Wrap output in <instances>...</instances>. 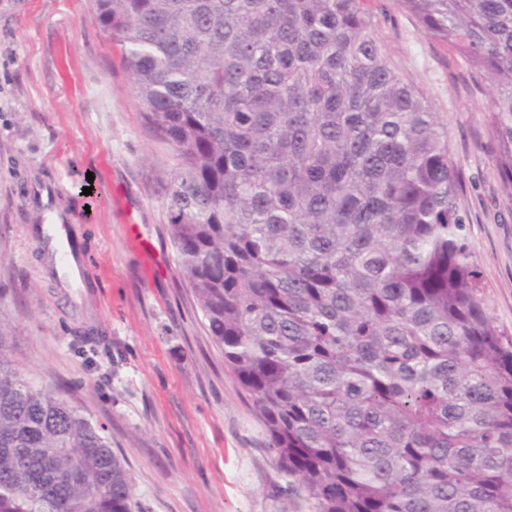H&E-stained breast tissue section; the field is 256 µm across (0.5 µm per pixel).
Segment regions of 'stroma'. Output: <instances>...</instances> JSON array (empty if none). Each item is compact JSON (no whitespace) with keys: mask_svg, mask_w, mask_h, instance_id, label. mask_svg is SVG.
Instances as JSON below:
<instances>
[{"mask_svg":"<svg viewBox=\"0 0 512 512\" xmlns=\"http://www.w3.org/2000/svg\"><path fill=\"white\" fill-rule=\"evenodd\" d=\"M91 13V0H0V322L13 357L105 425L146 512H310L178 273L165 206L176 161ZM374 22L387 64L447 131L487 310L512 337V203L490 149L489 90L393 0ZM39 185L74 216L86 287H60L36 245Z\"/></svg>","mask_w":512,"mask_h":512,"instance_id":"obj_1","label":"stroma"}]
</instances>
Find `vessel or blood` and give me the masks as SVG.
Returning a JSON list of instances; mask_svg holds the SVG:
<instances>
[{
    "instance_id": "b4317fda",
    "label": "vessel or blood",
    "mask_w": 512,
    "mask_h": 512,
    "mask_svg": "<svg viewBox=\"0 0 512 512\" xmlns=\"http://www.w3.org/2000/svg\"><path fill=\"white\" fill-rule=\"evenodd\" d=\"M33 216L40 226L37 243L51 266L60 274L66 287H80L88 272L84 256L69 231L73 215L61 212L54 199L49 197L36 200Z\"/></svg>"
}]
</instances>
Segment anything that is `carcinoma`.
<instances>
[{
    "instance_id": "1",
    "label": "carcinoma",
    "mask_w": 512,
    "mask_h": 512,
    "mask_svg": "<svg viewBox=\"0 0 512 512\" xmlns=\"http://www.w3.org/2000/svg\"><path fill=\"white\" fill-rule=\"evenodd\" d=\"M376 0H92L173 148L168 234L288 489L312 512H512V338L461 174L386 63ZM489 81L512 201V0H395ZM0 322V512H145L104 428Z\"/></svg>"
}]
</instances>
